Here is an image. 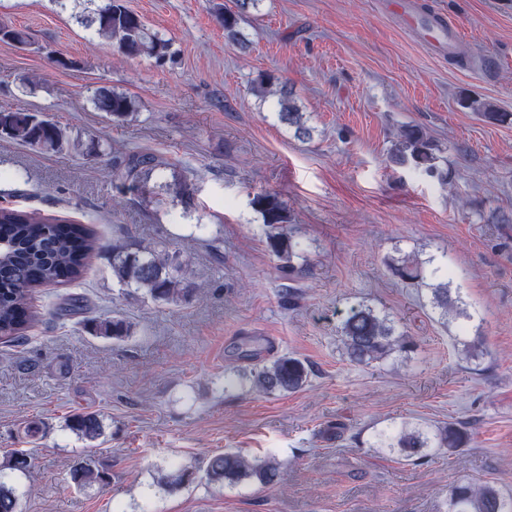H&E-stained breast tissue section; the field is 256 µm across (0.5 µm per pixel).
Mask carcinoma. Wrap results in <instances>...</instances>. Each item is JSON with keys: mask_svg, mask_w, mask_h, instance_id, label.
<instances>
[{"mask_svg": "<svg viewBox=\"0 0 512 512\" xmlns=\"http://www.w3.org/2000/svg\"><path fill=\"white\" fill-rule=\"evenodd\" d=\"M260 0H236V10L221 14L224 38L243 48L246 41L240 31L250 10ZM80 23L95 28L98 35L112 40L129 57L148 55L163 63L172 56L171 43L148 30L141 17L130 10L125 0H109L98 9L78 16ZM253 91L261 98L278 95L279 120L295 128L298 137H310L311 130L303 121L294 93L283 84L276 91L270 78L261 75ZM95 108L120 120L135 111V101L123 93L105 88L92 98ZM462 106L477 112L492 123L511 124L512 113L501 112L484 99L465 97ZM0 137L18 145L44 152H61L74 146L66 130L57 121L24 108L0 109ZM438 146L417 126L399 129L389 152V161L407 166L419 174L443 176L439 170ZM167 164L151 153L128 154L113 162L112 172L123 192H138L147 200L148 184ZM253 209L261 216L270 252L281 262L284 273L297 271L295 260L304 258L291 232L292 217L278 195L260 192L252 199ZM5 243L0 258V338L18 343L28 339V331L38 321L29 305L32 293L47 286L67 287L83 279L92 260L103 246L89 224L66 218L44 217L35 211L0 207V243ZM112 283L133 288L160 307L174 309L192 299L195 288L188 276V260L177 249L131 239H116L108 246L107 256ZM392 273L402 280L428 288L431 305L446 320L470 321L473 315L464 307L460 296H452L449 283H430L438 270L426 272L423 262L412 255L386 260ZM84 327L95 336L122 340L131 335L133 324L117 315H100L84 321ZM341 344L347 359L355 364H370L387 358L395 351H409L413 342L401 333L396 323L368 305L350 310L340 327ZM311 374L310 366L298 357L284 354L268 364L255 368L247 378L250 390L263 395L293 393L302 389ZM68 428L80 440L94 441L103 434V422L96 412L82 411L68 416ZM468 439L467 429L450 423L436 433L421 425L403 424L378 435L377 446L398 450L413 462L427 457L430 448H460ZM280 463L268 456L257 459L242 450H228L212 456L203 468L208 482L238 483L253 480L268 487L274 485ZM25 453L14 451L0 462V512H20V495L5 481L4 471L28 472ZM73 483L89 488L107 479V473L95 460L88 458L71 471ZM448 512H512V496L503 495L489 484L462 480L448 493Z\"/></svg>", "mask_w": 512, "mask_h": 512, "instance_id": "cac0c4a2", "label": "carcinoma"}]
</instances>
